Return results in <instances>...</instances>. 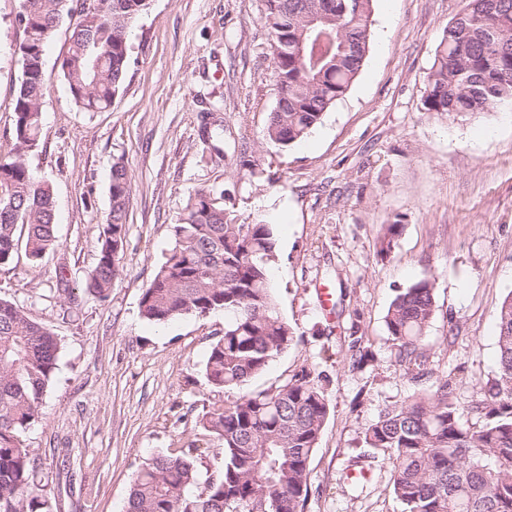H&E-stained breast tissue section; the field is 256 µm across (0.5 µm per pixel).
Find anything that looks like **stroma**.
Here are the masks:
<instances>
[{"label": "stroma", "instance_id": "35a3bbf8", "mask_svg": "<svg viewBox=\"0 0 512 512\" xmlns=\"http://www.w3.org/2000/svg\"><path fill=\"white\" fill-rule=\"evenodd\" d=\"M463 6L375 0L354 84L287 147L264 138L276 102L264 0H150L130 27L125 82L105 111L80 110L53 81L27 159L53 188L57 246L39 266L21 252L1 266L0 298L59 341L41 416L23 435L54 512H125L141 464L204 447L198 416L234 399L202 372L223 312L164 325L139 314L172 226L202 188L223 193L239 222L275 229L273 297L295 341L249 389L277 386L304 365L323 378L330 415L309 462L305 512H403L363 432L447 376L470 411L495 376L497 314L512 292V105L465 121L421 109L442 30ZM20 10L21 0H0V156L15 148ZM206 111L224 121V156L207 165L198 139ZM116 161L131 181L127 243L102 301L81 282L98 259ZM396 220L395 248L380 256ZM62 271L69 300L55 291ZM431 275L436 308L414 377L399 366L384 317L396 293Z\"/></svg>", "mask_w": 512, "mask_h": 512}]
</instances>
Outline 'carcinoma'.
<instances>
[{"label":"carcinoma","instance_id":"carcinoma-1","mask_svg":"<svg viewBox=\"0 0 512 512\" xmlns=\"http://www.w3.org/2000/svg\"><path fill=\"white\" fill-rule=\"evenodd\" d=\"M21 9L24 37L15 50L20 76L12 135L16 152L0 158V265L24 248L37 266L57 246L52 186L25 156L39 144L50 76L45 47L74 0H37ZM374 0H266L263 16L273 59L276 104L265 129L283 147L304 139L350 90L369 53ZM96 18L79 22L57 71L76 106H112L129 65L128 32L149 0H98ZM512 104V0H465L443 28L434 51L422 110L466 120ZM223 126L201 115V161L223 156ZM110 208L97 264L84 290L106 300L124 251L130 179L112 165ZM402 224L386 225L379 254L394 248ZM173 246L141 296L139 313L161 325L184 315L224 312L223 336L203 364L218 392L241 389L294 342L295 332L272 296L275 261L271 224H241L224 207V193L189 196L172 229ZM436 282L423 278L390 302L385 325L398 362L425 357ZM497 370L473 412L463 420L448 380L384 409L363 432V443L384 455L391 488L403 512H512V292L497 315ZM59 344L45 326L0 299V512H54L35 493L38 471L23 434L38 420L54 376ZM330 414L325 387L304 365L270 389L212 403L197 420L217 440V475L204 476L198 449L158 453L144 461L130 488L126 512H305L309 461Z\"/></svg>","mask_w":512,"mask_h":512}]
</instances>
